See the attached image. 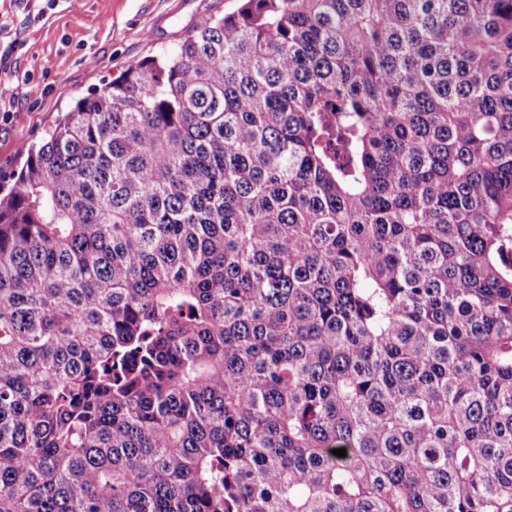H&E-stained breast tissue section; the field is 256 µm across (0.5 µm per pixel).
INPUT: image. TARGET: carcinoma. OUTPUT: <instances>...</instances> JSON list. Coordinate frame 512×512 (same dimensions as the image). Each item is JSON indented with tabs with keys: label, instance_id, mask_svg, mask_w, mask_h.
Segmentation results:
<instances>
[{
	"label": "carcinoma",
	"instance_id": "carcinoma-1",
	"mask_svg": "<svg viewBox=\"0 0 512 512\" xmlns=\"http://www.w3.org/2000/svg\"><path fill=\"white\" fill-rule=\"evenodd\" d=\"M0 512H512V0H238L78 99L0 197Z\"/></svg>",
	"mask_w": 512,
	"mask_h": 512
}]
</instances>
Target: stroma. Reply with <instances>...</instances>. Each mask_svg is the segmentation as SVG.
I'll list each match as a JSON object with an SVG mask.
<instances>
[{"label": "stroma", "instance_id": "35a3bbf8", "mask_svg": "<svg viewBox=\"0 0 512 512\" xmlns=\"http://www.w3.org/2000/svg\"><path fill=\"white\" fill-rule=\"evenodd\" d=\"M235 0H0V190L60 112Z\"/></svg>", "mask_w": 512, "mask_h": 512}]
</instances>
